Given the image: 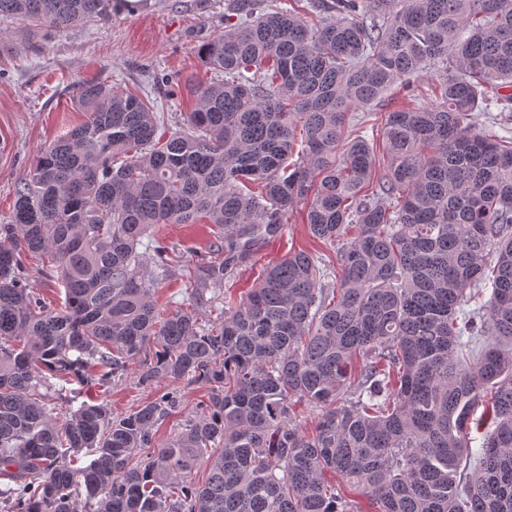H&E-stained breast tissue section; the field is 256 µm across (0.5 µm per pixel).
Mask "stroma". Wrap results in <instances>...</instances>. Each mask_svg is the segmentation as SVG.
<instances>
[{
    "instance_id": "obj_1",
    "label": "stroma",
    "mask_w": 512,
    "mask_h": 512,
    "mask_svg": "<svg viewBox=\"0 0 512 512\" xmlns=\"http://www.w3.org/2000/svg\"><path fill=\"white\" fill-rule=\"evenodd\" d=\"M230 0H112L109 18L44 32L24 42L18 23L0 19V224L10 217L17 183L30 172L38 152L83 120L73 97L78 84L103 81L114 91H142L151 96L174 128L190 108L187 96L157 85L155 76L171 83H202L210 73L197 56L198 47L224 30ZM303 208L294 209L280 237L262 245L254 258L235 273L231 292L242 298L256 283L263 265L303 248L323 260H334L332 247L317 243L307 232ZM159 238L178 244L185 264L196 262L213 240L207 224H169ZM159 389L176 390L180 405L158 425L165 439L181 430L186 419L201 414L205 391L180 382L163 381ZM74 405L99 401L113 414L133 410L155 390L138 385L127 374L110 392L72 384Z\"/></svg>"
}]
</instances>
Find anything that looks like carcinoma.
Segmentation results:
<instances>
[{
	"label": "carcinoma",
	"mask_w": 512,
	"mask_h": 512,
	"mask_svg": "<svg viewBox=\"0 0 512 512\" xmlns=\"http://www.w3.org/2000/svg\"><path fill=\"white\" fill-rule=\"evenodd\" d=\"M258 5L233 0L198 48L214 78L187 84L177 129L148 95L86 82V119L17 183L0 224V499L80 512L82 486L94 512H354L332 473L374 512H512V138L476 131L490 106L512 112V0ZM111 12L0 0L28 37ZM397 83L409 101L350 137L349 113ZM300 204L337 247L335 281L290 250L200 322ZM162 224L218 232L186 266L175 245L140 251ZM29 255L56 269L61 307L29 288ZM175 275L190 308L164 317L154 294ZM132 365L146 388L206 387L203 416L157 439L174 390L124 416L54 415L69 402L54 381L108 387ZM294 398L320 411L310 435Z\"/></svg>",
	"instance_id": "obj_1"
}]
</instances>
